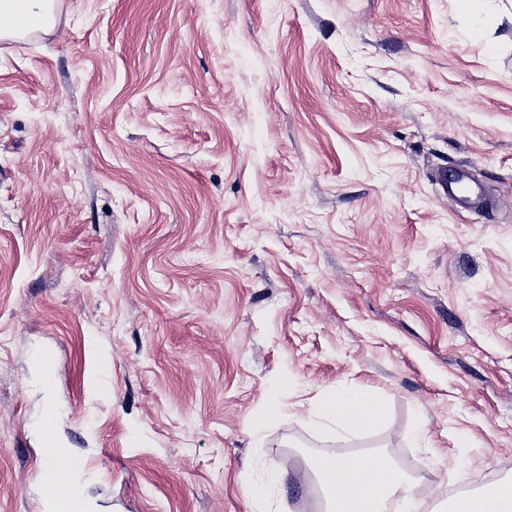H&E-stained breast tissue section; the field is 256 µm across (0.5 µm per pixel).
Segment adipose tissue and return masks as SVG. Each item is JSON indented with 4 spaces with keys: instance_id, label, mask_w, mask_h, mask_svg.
Returning <instances> with one entry per match:
<instances>
[{
    "instance_id": "obj_1",
    "label": "adipose tissue",
    "mask_w": 512,
    "mask_h": 512,
    "mask_svg": "<svg viewBox=\"0 0 512 512\" xmlns=\"http://www.w3.org/2000/svg\"><path fill=\"white\" fill-rule=\"evenodd\" d=\"M54 0H0V39L52 28ZM382 402L369 393L343 390L327 396L322 417L336 427L352 429L378 421ZM316 473L328 503V512H413L419 483L393 467L380 454L341 461L322 460ZM452 512H512V484L493 483L480 494H462L452 501Z\"/></svg>"
}]
</instances>
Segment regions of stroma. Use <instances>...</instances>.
<instances>
[{
  "label": "stroma",
  "mask_w": 512,
  "mask_h": 512,
  "mask_svg": "<svg viewBox=\"0 0 512 512\" xmlns=\"http://www.w3.org/2000/svg\"><path fill=\"white\" fill-rule=\"evenodd\" d=\"M55 17L0 40V512H45L46 421L93 512H325L340 450L425 512L512 481V0ZM343 388L383 419L318 432Z\"/></svg>",
  "instance_id": "stroma-1"
}]
</instances>
